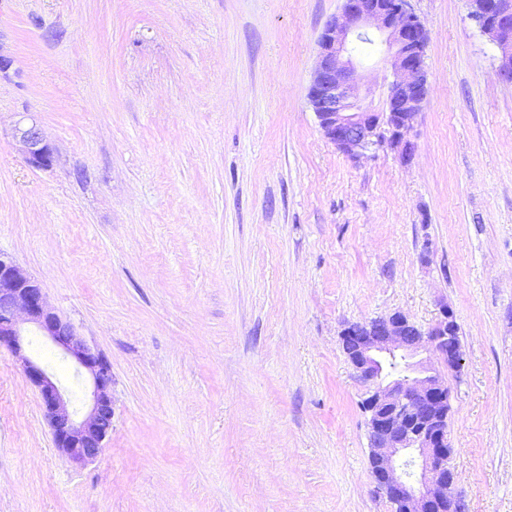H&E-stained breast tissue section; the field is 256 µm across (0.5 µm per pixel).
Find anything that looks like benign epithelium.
I'll list each match as a JSON object with an SVG mask.
<instances>
[{
  "label": "benign epithelium",
  "instance_id": "obj_1",
  "mask_svg": "<svg viewBox=\"0 0 512 512\" xmlns=\"http://www.w3.org/2000/svg\"><path fill=\"white\" fill-rule=\"evenodd\" d=\"M468 17L499 50V75L512 82V0H468ZM380 41L393 79L379 111L364 107L354 84L357 42ZM427 32L409 0H343L341 13L326 20L308 101L323 136L339 151L358 157L388 145L408 161L415 144L407 138L427 96L424 63ZM26 159L35 169L53 165L54 149L39 125L16 127ZM33 324L46 340L91 380L88 411L80 416L54 376L27 354L22 325ZM454 313L444 305L424 330L400 312L356 323L342 345L368 390L370 475L392 512H467L455 492L450 467L448 387L431 361H413L430 350L455 368L461 360ZM8 348L40 395L53 441L70 461L85 465L104 451L112 433V366L69 321L48 305L38 282L12 259L0 255V347Z\"/></svg>",
  "mask_w": 512,
  "mask_h": 512
}]
</instances>
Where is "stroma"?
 Returning <instances> with one entry per match:
<instances>
[{
  "mask_svg": "<svg viewBox=\"0 0 512 512\" xmlns=\"http://www.w3.org/2000/svg\"><path fill=\"white\" fill-rule=\"evenodd\" d=\"M411 6L428 93L406 163L350 159L308 103L342 0H0V253L109 360L114 402L75 466L0 347V512H388L340 333L444 305L455 489L512 512V82L467 0ZM389 74L362 46L365 106ZM24 334L82 408L87 375ZM16 135L24 147L30 166L45 170L53 165L54 149L35 121L19 124L16 127Z\"/></svg>",
  "mask_w": 512,
  "mask_h": 512,
  "instance_id": "1",
  "label": "stroma"
}]
</instances>
